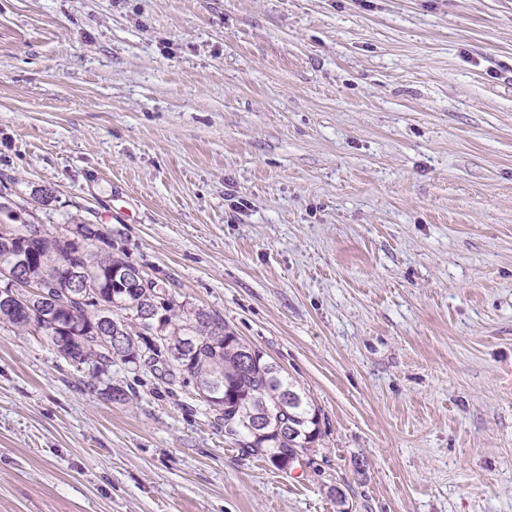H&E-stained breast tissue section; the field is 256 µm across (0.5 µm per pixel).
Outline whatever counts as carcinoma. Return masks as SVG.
<instances>
[{"mask_svg": "<svg viewBox=\"0 0 512 512\" xmlns=\"http://www.w3.org/2000/svg\"><path fill=\"white\" fill-rule=\"evenodd\" d=\"M112 239L96 224H75L65 236L46 234L32 237L20 228L12 229L10 237L0 236V270L11 266L18 253L32 254L31 275L54 299L47 308L36 307L32 317L20 310L26 300L17 298L10 306L0 304V324L21 330L39 331V325L51 317L54 322L68 324L77 321L76 328L86 336L80 344H69L60 336L50 337L60 355L87 367L90 378L100 379L114 359L137 370L157 371L154 364L142 358L147 348L145 337L153 335V327L129 307V303L147 304L156 300V285L151 280L133 289L130 280L140 268L110 251ZM86 272L98 285V300L90 308H81L71 315L64 301L69 277L73 272ZM112 317V325L120 329L126 348L113 355L101 343L95 332L101 316ZM175 303L169 302V319L165 322V342L174 348L188 349L186 357L178 359L163 370L161 377L176 381L188 374L197 386L206 388L212 396V406L219 419L234 422L237 432L234 441L247 455L261 457L278 470L290 467L295 459L311 453L322 439L321 415L307 394L282 374L281 368L264 359L262 353L239 340L224 327L220 317L200 310L193 322L183 328L172 324ZM254 352L250 368L242 367L244 352ZM266 411L270 416L288 421L296 427V435L284 440L271 422L265 432L253 437V414Z\"/></svg>", "mask_w": 512, "mask_h": 512, "instance_id": "cac0c4a2", "label": "carcinoma"}]
</instances>
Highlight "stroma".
<instances>
[{
  "label": "stroma",
  "mask_w": 512,
  "mask_h": 512,
  "mask_svg": "<svg viewBox=\"0 0 512 512\" xmlns=\"http://www.w3.org/2000/svg\"><path fill=\"white\" fill-rule=\"evenodd\" d=\"M84 222L307 393L302 466L195 380L0 328V512H512V0H0V224Z\"/></svg>",
  "instance_id": "obj_1"
}]
</instances>
